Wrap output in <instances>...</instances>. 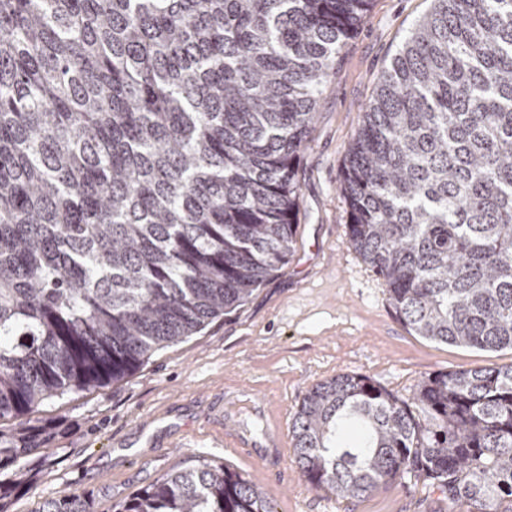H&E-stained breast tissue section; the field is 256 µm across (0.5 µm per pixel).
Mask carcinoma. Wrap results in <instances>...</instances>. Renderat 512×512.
I'll use <instances>...</instances> for the list:
<instances>
[{
  "label": "carcinoma",
  "mask_w": 512,
  "mask_h": 512,
  "mask_svg": "<svg viewBox=\"0 0 512 512\" xmlns=\"http://www.w3.org/2000/svg\"><path fill=\"white\" fill-rule=\"evenodd\" d=\"M370 0H0V502L49 463L46 400L103 386L288 263L297 164ZM349 243L423 338L512 348V0H433L347 148ZM309 487L401 481L512 512V364L412 396L338 374L294 413ZM38 512H95L70 492ZM112 512H272L179 467Z\"/></svg>",
  "instance_id": "cac0c4a2"
}]
</instances>
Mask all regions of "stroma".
<instances>
[{
    "mask_svg": "<svg viewBox=\"0 0 512 512\" xmlns=\"http://www.w3.org/2000/svg\"><path fill=\"white\" fill-rule=\"evenodd\" d=\"M431 0H372L341 47L318 102L298 173L294 250L228 317L157 351L121 381L43 403L57 427L48 465L0 512H37L64 491L92 496L96 512L176 467L226 466L262 489L273 512H426L427 489L401 483L356 500L311 490L285 452L268 468L252 449L224 441L237 430L260 442L290 440L305 391L357 373L407 397L422 376L512 364V349L482 351L430 341L396 319L382 280L348 238L341 191L349 143L379 78Z\"/></svg>",
    "mask_w": 512,
    "mask_h": 512,
    "instance_id": "stroma-1",
    "label": "stroma"
}]
</instances>
